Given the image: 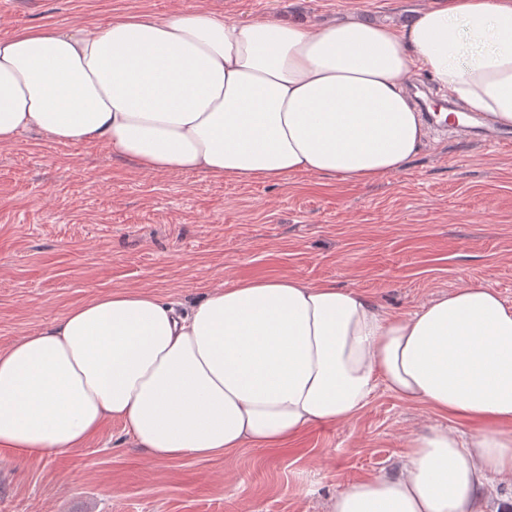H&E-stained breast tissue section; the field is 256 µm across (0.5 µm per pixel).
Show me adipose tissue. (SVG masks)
Masks as SVG:
<instances>
[{"label":"adipose tissue","mask_w":512,"mask_h":512,"mask_svg":"<svg viewBox=\"0 0 512 512\" xmlns=\"http://www.w3.org/2000/svg\"><path fill=\"white\" fill-rule=\"evenodd\" d=\"M417 73L512 127V0H431L400 27L195 11L25 29L0 39V146L35 129L151 173L371 182L428 139ZM381 388L468 428L407 436L399 474L330 512H477L489 474L512 486V305L481 282L407 313L295 276L181 313L146 288L98 295L0 350V450L65 452L112 420L156 461L280 448Z\"/></svg>","instance_id":"ef3b65f1"}]
</instances>
